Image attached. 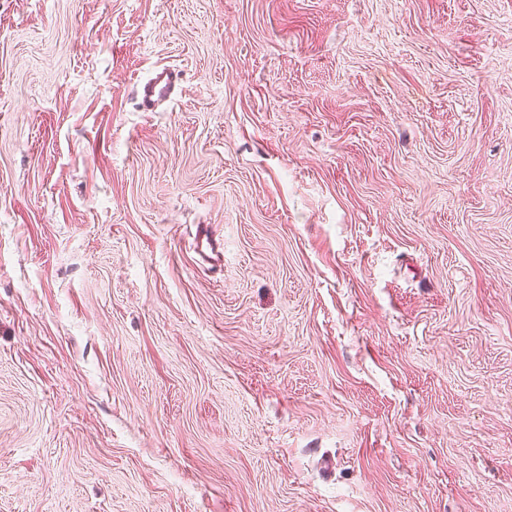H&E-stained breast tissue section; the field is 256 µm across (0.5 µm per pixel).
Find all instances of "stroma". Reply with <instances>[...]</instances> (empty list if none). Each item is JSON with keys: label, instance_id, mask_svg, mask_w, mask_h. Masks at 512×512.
Masks as SVG:
<instances>
[{"label": "stroma", "instance_id": "35a3bbf8", "mask_svg": "<svg viewBox=\"0 0 512 512\" xmlns=\"http://www.w3.org/2000/svg\"><path fill=\"white\" fill-rule=\"evenodd\" d=\"M0 512H512V0H0ZM182 71L171 66H157L149 77L138 84L137 94L141 112H152L161 100L172 99L181 89ZM224 243L207 225L197 226L195 233V252L201 258H210L221 253Z\"/></svg>", "mask_w": 512, "mask_h": 512}]
</instances>
